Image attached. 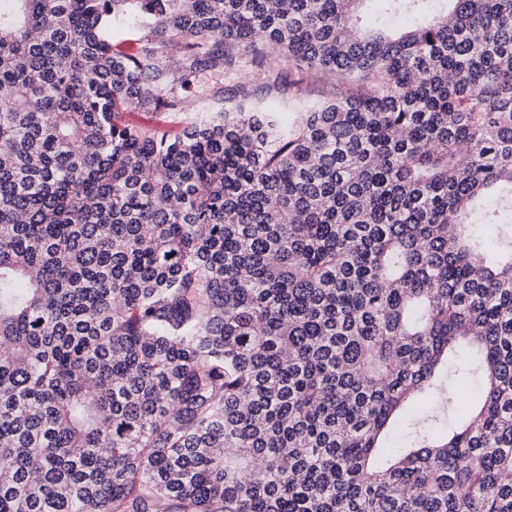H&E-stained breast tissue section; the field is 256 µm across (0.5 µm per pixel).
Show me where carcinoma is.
Returning <instances> with one entry per match:
<instances>
[{"label":"carcinoma","instance_id":"carcinoma-1","mask_svg":"<svg viewBox=\"0 0 512 512\" xmlns=\"http://www.w3.org/2000/svg\"><path fill=\"white\" fill-rule=\"evenodd\" d=\"M429 2L0 0V512H512V0ZM246 59L347 86L122 120ZM143 31L133 22L112 28V45L119 51L133 54L144 44Z\"/></svg>","mask_w":512,"mask_h":512}]
</instances>
